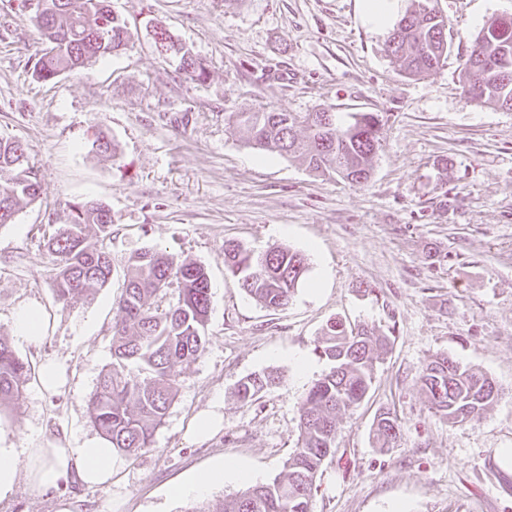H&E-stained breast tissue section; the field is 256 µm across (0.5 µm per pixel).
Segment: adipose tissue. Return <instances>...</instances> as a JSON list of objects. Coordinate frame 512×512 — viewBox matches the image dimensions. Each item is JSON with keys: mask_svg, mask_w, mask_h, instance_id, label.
I'll list each match as a JSON object with an SVG mask.
<instances>
[{"mask_svg": "<svg viewBox=\"0 0 512 512\" xmlns=\"http://www.w3.org/2000/svg\"><path fill=\"white\" fill-rule=\"evenodd\" d=\"M112 466V448L95 438L76 448H29L22 454L17 449L0 446V500L12 494L22 473L33 487L50 489L73 475L91 485L107 482L112 477ZM228 475L243 480L250 477L237 460L229 458L203 476L172 486L170 493L175 497L201 496Z\"/></svg>", "mask_w": 512, "mask_h": 512, "instance_id": "adipose-tissue-1", "label": "adipose tissue"}]
</instances>
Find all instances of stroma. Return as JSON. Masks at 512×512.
Here are the masks:
<instances>
[{
	"mask_svg": "<svg viewBox=\"0 0 512 512\" xmlns=\"http://www.w3.org/2000/svg\"><path fill=\"white\" fill-rule=\"evenodd\" d=\"M131 40L125 50L42 81L41 49L22 0H0V137L20 141L42 186L0 227V336L41 370L66 371L55 393L31 379L0 406V436L16 448L79 445L96 437L88 397L111 363L124 274L69 302L55 299L45 242L74 206L112 212L116 261L153 247L203 265L211 286L204 352L184 365L152 449L115 452L110 481L71 478L33 488L19 476L0 512H186L172 485L235 457L269 482L298 446L307 389L330 365L316 346L330 322L364 323L392 338L364 401L339 418L312 512H512L498 451L512 448V111L468 101L461 64L490 19L512 0H434L450 48L436 72L402 77L388 30L361 18L357 0H111ZM164 26L210 70L179 78L156 48ZM270 107L348 118L378 113L382 146L368 184L308 171L252 149L232 112ZM114 140V156L91 149ZM255 253L283 246L309 270L287 308L266 309L224 265V244ZM38 304L43 343L13 339V315ZM439 352L479 369L496 402L463 424L436 413L420 389ZM307 373H299V361ZM274 383L240 401L239 381ZM401 426L398 447L373 439L381 412ZM206 412L219 427L193 428Z\"/></svg>",
	"mask_w": 512,
	"mask_h": 512,
	"instance_id": "obj_1",
	"label": "stroma"
}]
</instances>
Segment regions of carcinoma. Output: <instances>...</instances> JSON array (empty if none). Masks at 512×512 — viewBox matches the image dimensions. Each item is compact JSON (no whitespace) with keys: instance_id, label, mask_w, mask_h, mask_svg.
Here are the masks:
<instances>
[{"instance_id":"cac0c4a2","label":"carcinoma","mask_w":512,"mask_h":512,"mask_svg":"<svg viewBox=\"0 0 512 512\" xmlns=\"http://www.w3.org/2000/svg\"><path fill=\"white\" fill-rule=\"evenodd\" d=\"M42 2L43 13L30 15L45 43L34 63V74L41 80L112 55L131 39L109 0ZM386 50L406 78H422L439 68L448 54V40L444 19L432 0H411V8L390 32ZM177 62L185 79L197 84L207 80L203 61L188 49ZM463 78L468 100L512 111V16L493 18L478 32L463 64ZM228 119L246 127L252 148L294 158L313 172L358 185L371 178L373 158L382 142L381 121L374 112L355 113L345 123L326 108L301 115L263 108L233 112ZM41 193L22 146L0 138V225L12 222L21 202L34 201ZM92 227L94 243L88 240ZM111 238V210L93 201L76 206L71 222L48 237L50 286L56 300L65 302L109 281L114 267ZM224 263L252 298L274 311L288 306L308 270L305 255L283 247L256 255L227 243ZM124 277L112 327V362L90 394L88 406L100 436L116 450L134 453L153 448L154 436L174 401L182 366L205 349L210 287L203 266L156 249L131 253ZM172 287L178 289L176 302L161 306ZM390 344L391 337L367 326L331 323L321 345L331 367L306 393L300 443L282 472L268 483L247 487L217 511L201 503L186 512H311L315 479L334 448L339 416L367 396L374 364ZM32 374L31 365L0 336V403L19 398ZM272 382L265 375L246 377L238 384L237 396L251 401ZM420 383L432 408L451 423H464L482 413L498 395L491 378L460 366L446 353L434 355L425 365ZM399 436L397 419L381 413L373 430L378 447H395Z\"/></svg>"}]
</instances>
